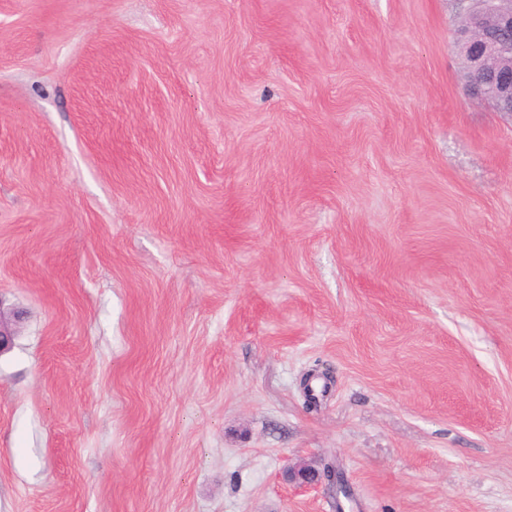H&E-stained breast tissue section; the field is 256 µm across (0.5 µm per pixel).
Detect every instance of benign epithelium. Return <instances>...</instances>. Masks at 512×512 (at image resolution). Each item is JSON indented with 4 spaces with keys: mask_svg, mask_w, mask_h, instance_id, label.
I'll use <instances>...</instances> for the list:
<instances>
[{
    "mask_svg": "<svg viewBox=\"0 0 512 512\" xmlns=\"http://www.w3.org/2000/svg\"><path fill=\"white\" fill-rule=\"evenodd\" d=\"M458 29L459 48L466 60L464 86L469 94L491 104L499 112L512 114V0H465ZM334 478L345 490L341 477L311 463L286 467L283 478L299 487H314Z\"/></svg>",
    "mask_w": 512,
    "mask_h": 512,
    "instance_id": "obj_1",
    "label": "benign epithelium"
}]
</instances>
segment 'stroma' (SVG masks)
Listing matches in <instances>:
<instances>
[{
    "label": "stroma",
    "mask_w": 512,
    "mask_h": 512,
    "mask_svg": "<svg viewBox=\"0 0 512 512\" xmlns=\"http://www.w3.org/2000/svg\"><path fill=\"white\" fill-rule=\"evenodd\" d=\"M462 9L0 0V512H512V117ZM334 476L336 487L339 485L340 492L349 495L343 486L340 476L333 473L330 469L324 467L321 471L317 466L311 463H299L295 465H288L284 471L283 478L287 483L297 485L299 487H314L319 485L325 477L330 478Z\"/></svg>",
    "instance_id": "35a3bbf8"
}]
</instances>
